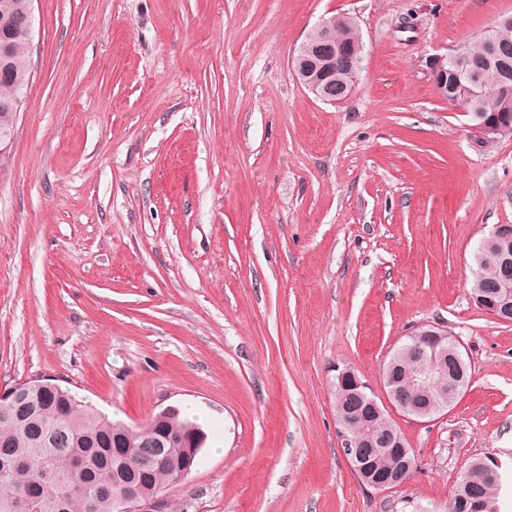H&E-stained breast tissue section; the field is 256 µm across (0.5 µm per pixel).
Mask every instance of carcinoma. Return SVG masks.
Here are the masks:
<instances>
[{
    "mask_svg": "<svg viewBox=\"0 0 512 512\" xmlns=\"http://www.w3.org/2000/svg\"><path fill=\"white\" fill-rule=\"evenodd\" d=\"M336 43L348 50L336 60L333 84L336 98L356 81L364 53L361 33L347 15L336 17ZM448 72L443 97L461 106L468 126L486 120L495 126L486 142L512 136V15L505 16L463 50L447 55ZM30 78V44L18 35L12 42L7 66L0 69V141L11 138L13 119ZM471 295H491L512 289L503 277L501 256L482 240L473 254ZM464 379L458 390L448 388V368L431 374L426 392L412 368L399 372L397 383L416 397L442 400L452 407L470 382V362L464 361ZM396 429L389 415L371 414L352 424L350 434H368L377 447L367 459L368 469L382 477L404 468L415 469L412 449L394 446ZM206 431L174 412L146 426H117L70 391L30 394L25 411L0 406V459L18 460L0 466V512H117L127 492L140 501L152 500L162 488L198 464L199 437ZM499 483L486 479L483 460L470 461L451 496L447 512H467L466 503L498 499Z\"/></svg>",
    "mask_w": 512,
    "mask_h": 512,
    "instance_id": "obj_1",
    "label": "carcinoma"
}]
</instances>
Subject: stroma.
<instances>
[{
    "label": "stroma",
    "instance_id": "1",
    "mask_svg": "<svg viewBox=\"0 0 512 512\" xmlns=\"http://www.w3.org/2000/svg\"><path fill=\"white\" fill-rule=\"evenodd\" d=\"M26 102L0 149V387L48 378L112 421L167 406L207 442L148 512H446L468 463L512 512V324L470 294L471 254L512 224V137L487 143L430 58L512 0H32ZM352 17L350 97L292 68ZM448 327L472 381L396 423L416 469L364 489L333 379L374 391L417 327ZM336 43L349 51L345 59H336V69L334 70L333 84L336 86V99L343 97L356 81L360 63L364 53V44L361 33L350 16L339 15L336 16ZM320 85H307V88L321 101L329 103H341L351 93L341 99L336 100L329 97L328 91L331 87ZM340 381L347 380L351 387L356 391L357 395L367 404L376 410H380L377 400L375 399L372 389L364 382L361 377L351 368H344L338 374Z\"/></svg>",
    "mask_w": 512,
    "mask_h": 512
}]
</instances>
